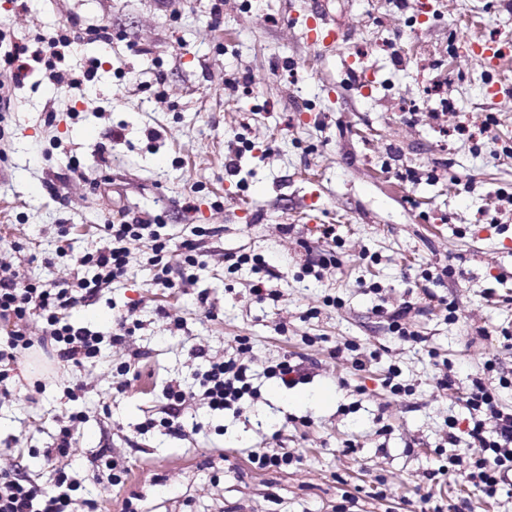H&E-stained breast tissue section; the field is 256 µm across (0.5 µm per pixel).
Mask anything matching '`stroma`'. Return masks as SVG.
Returning a JSON list of instances; mask_svg holds the SVG:
<instances>
[{"label":"stroma","instance_id":"obj_1","mask_svg":"<svg viewBox=\"0 0 512 512\" xmlns=\"http://www.w3.org/2000/svg\"><path fill=\"white\" fill-rule=\"evenodd\" d=\"M317 18L334 37L307 39ZM72 22L110 25L111 43L30 62L4 89L0 263L60 287L112 220L163 225L175 250L207 226V267L187 282L171 263L177 286L161 288L150 242L134 243L126 275L70 312L103 334L124 314L134 334L78 369L27 350L0 393V466L49 484L39 452L79 412L75 497L95 512L130 496L139 512H512V485L490 498L440 469L469 440L473 378H512V55L485 51L512 48V0H0V56ZM94 59L81 87L49 79ZM241 254L266 262L271 298L231 267ZM239 355L260 398L237 418L198 378ZM284 358L303 383L265 377ZM171 384L183 434L136 433ZM322 391L324 409L288 402ZM106 448L123 486L85 476ZM258 448L292 461L255 468Z\"/></svg>","mask_w":512,"mask_h":512}]
</instances>
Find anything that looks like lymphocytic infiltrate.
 Wrapping results in <instances>:
<instances>
[{"mask_svg":"<svg viewBox=\"0 0 512 512\" xmlns=\"http://www.w3.org/2000/svg\"><path fill=\"white\" fill-rule=\"evenodd\" d=\"M104 233L102 246L80 258L81 266L93 268V276L65 287L48 289L36 282L19 281L8 267L0 265V321L12 326L8 347L0 348V383L9 379L19 354L32 347L50 348L59 361L80 367L97 355L102 340L116 344L125 340L130 333L126 319H118L113 334L105 338L73 326L66 313L78 300L96 297L124 276L133 242L151 240L148 263L155 270V285L172 287L168 277L171 260L194 273L206 267L203 252L193 243H183L180 253L172 254L158 225L108 224ZM34 319L43 324L37 337L28 332ZM251 378L249 365L236 359L210 361L202 375V397L211 410L242 414V401L258 397ZM463 402L471 415L469 444L466 451L449 455L450 470L492 498L502 486L512 483V411H506L497 391L479 379L473 381ZM81 420V414H70L61 422L53 446L43 452L44 459L56 466L51 487H41L16 471L0 470V512H74V493L80 483L62 461L78 441L76 425Z\"/></svg>","mask_w":512,"mask_h":512,"instance_id":"f902f5d3","label":"lymphocytic infiltrate"}]
</instances>
